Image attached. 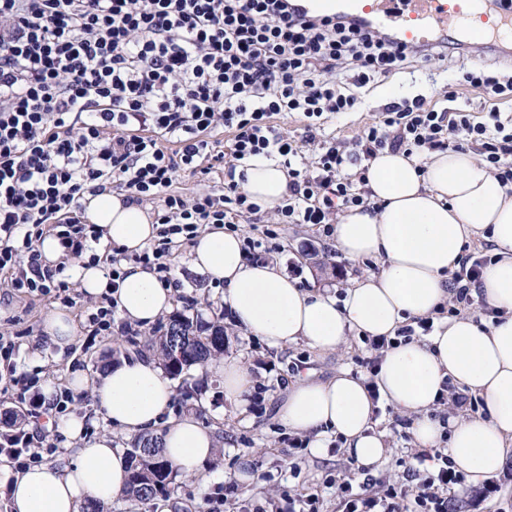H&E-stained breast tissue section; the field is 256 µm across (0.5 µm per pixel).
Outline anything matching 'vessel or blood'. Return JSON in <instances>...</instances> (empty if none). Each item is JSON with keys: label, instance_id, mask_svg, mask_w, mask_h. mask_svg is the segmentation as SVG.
Listing matches in <instances>:
<instances>
[{"label": "vessel or blood", "instance_id": "vessel-or-blood-1", "mask_svg": "<svg viewBox=\"0 0 512 512\" xmlns=\"http://www.w3.org/2000/svg\"><path fill=\"white\" fill-rule=\"evenodd\" d=\"M316 14L344 13L409 47L447 35L466 46L512 55V8L502 0H309Z\"/></svg>", "mask_w": 512, "mask_h": 512}]
</instances>
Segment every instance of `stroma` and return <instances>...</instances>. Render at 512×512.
Masks as SVG:
<instances>
[{
    "instance_id": "1",
    "label": "stroma",
    "mask_w": 512,
    "mask_h": 512,
    "mask_svg": "<svg viewBox=\"0 0 512 512\" xmlns=\"http://www.w3.org/2000/svg\"><path fill=\"white\" fill-rule=\"evenodd\" d=\"M472 62L500 65L504 59L493 50L465 46L449 50L444 57L417 59L409 71L360 89L356 111L329 119L326 131L346 143L373 122L385 104L419 93L428 101L437 102L451 90L457 94L456 107L471 112L474 120H485L482 94L458 83L460 66ZM231 138L224 129L215 130L212 139L216 158L205 160L197 172H178L172 193L187 199L202 192L222 195V156L228 153ZM269 227L275 228L276 238L264 237L263 231ZM239 229L241 234L261 242L251 252V259L277 261L310 288L342 292L356 278L377 269L375 261L355 263L343 257L319 224L278 225L273 216L248 214L241 217ZM173 275L181 283L174 295V312L223 324L225 358L244 361L254 383L249 404L241 411L225 400L218 378L204 367H191L175 378L173 416L195 414L201 423L215 429L223 446L215 463L207 466L206 477L178 480L174 492L166 498L171 512H208L217 505L223 512H238L245 505H267L286 491L316 494L321 512H340L336 479L349 473V458L340 451L339 440H332L327 454H313L310 437L289 431L279 421L276 409L289 384L306 372L326 379L342 368L357 370L358 358L367 354L362 336L350 334L343 347L330 354L314 352L301 343L272 351L260 339L243 336L234 328L224 309L223 288L193 269L188 249H181L175 256ZM71 295L72 303L66 304L51 295L35 297L0 287V333L17 342V370L31 381L34 391H42L48 381L53 382L56 391L65 390L66 376L71 371L96 377L111 359L116 341L130 336L128 324L119 318L114 319L110 331L92 334L88 316L93 311L94 298L77 287L72 288ZM59 308L72 316L79 336L72 350L62 356L42 332L45 316ZM374 422L391 433V447L375 471V478L405 481L406 468L400 460L416 451L409 427L403 424L400 412L386 403L376 405ZM506 468V474L481 486L466 482L456 487L454 497L448 500V512H512V455L507 458Z\"/></svg>"
}]
</instances>
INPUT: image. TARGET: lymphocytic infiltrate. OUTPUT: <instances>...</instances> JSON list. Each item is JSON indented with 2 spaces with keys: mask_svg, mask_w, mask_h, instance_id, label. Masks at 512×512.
<instances>
[{
  "mask_svg": "<svg viewBox=\"0 0 512 512\" xmlns=\"http://www.w3.org/2000/svg\"><path fill=\"white\" fill-rule=\"evenodd\" d=\"M447 47L400 46L339 17L300 16L292 0H0V274L18 292L68 294L36 244L51 233L64 261L80 258L101 238L84 217L85 199L117 181L128 201L157 203V233L141 252L99 255L111 285L133 264L177 286L172 259L201 226L233 231L239 217L259 213L237 176L257 155L288 169L283 224H326L334 212L369 205L362 165L383 150L419 155L475 142L486 167L512 183V119L495 105L512 95V74L480 65L463 69L462 80L485 93L488 121L456 108L455 93L444 106L418 95L386 104L348 146L318 138L328 119L356 109L359 89ZM284 114L306 119L307 142L321 148L317 175L295 167L299 148L274 125ZM219 127L232 135L223 197L170 193L178 171L211 156L206 134ZM491 261L466 252L449 314L474 306L470 288ZM33 439L21 429L0 433V456L28 468L42 457ZM413 458L406 484L370 492L341 478L343 512H448V488L460 477L447 456ZM433 458L437 470L420 473Z\"/></svg>",
  "mask_w": 512,
  "mask_h": 512,
  "instance_id": "lymphocytic-infiltrate-1",
  "label": "lymphocytic infiltrate"
}]
</instances>
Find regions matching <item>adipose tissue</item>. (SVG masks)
<instances>
[{"instance_id": "1", "label": "adipose tissue", "mask_w": 512, "mask_h": 512, "mask_svg": "<svg viewBox=\"0 0 512 512\" xmlns=\"http://www.w3.org/2000/svg\"><path fill=\"white\" fill-rule=\"evenodd\" d=\"M365 178L370 206L338 215L333 236L345 258L375 259L380 268L358 279L343 298L301 288L278 264L247 261L242 239L220 228L196 238L190 262L223 285L234 327L271 349L302 342L333 352L351 332L391 338L411 318H435L425 340L386 349L372 378L343 370L328 380L299 379L277 415L291 431L313 435L314 453H326L334 435L344 453L373 467L388 450L386 432L372 424L377 395L411 418L416 447L447 441L455 469L471 484L483 483L503 471L512 443V184L502 183L473 152L460 150L432 152L423 160L385 150L370 161ZM288 181L279 162L254 156L242 188L262 212L273 214L288 196ZM86 215L105 240L129 253L144 249L156 234L140 205L108 191L90 198ZM473 236L490 243L494 255L472 290L495 310L490 324L470 314L437 316L454 295L452 277L464 242ZM72 274L88 296L112 293L119 316L132 326L150 328L172 309L173 288L142 267H129L115 289L101 265L83 263ZM68 382L74 392L92 391L113 429L159 430L163 454L181 477H200L215 459L220 442L213 429L191 415L169 417L175 391L158 360L136 355L112 363L95 381L74 372ZM450 384L479 396L483 414L446 423L435 417ZM56 432L69 465L39 464L16 473L0 463L12 512H81L88 501L107 505L122 494L126 453L110 436L86 439L85 418L75 413L59 420Z\"/></svg>"}]
</instances>
